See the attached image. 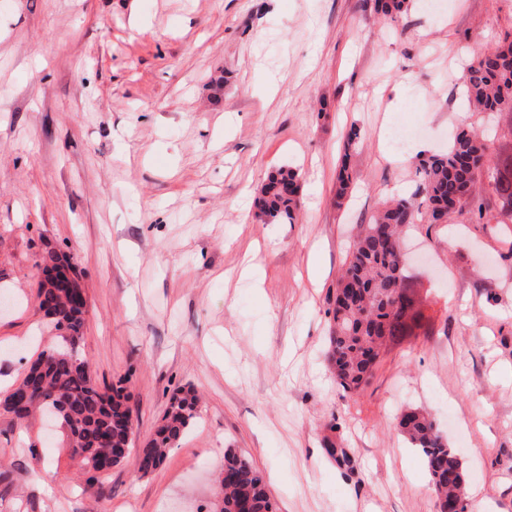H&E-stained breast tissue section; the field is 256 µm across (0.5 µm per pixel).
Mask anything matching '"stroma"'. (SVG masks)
I'll return each instance as SVG.
<instances>
[{"mask_svg":"<svg viewBox=\"0 0 512 512\" xmlns=\"http://www.w3.org/2000/svg\"><path fill=\"white\" fill-rule=\"evenodd\" d=\"M446 3L411 0L385 25L374 0H0V398L54 334L37 311L52 248L81 273L83 353L122 383L135 424L91 488L59 428L0 412V512H216L228 448L276 512H436L396 428L408 408L459 452L483 512H512V223L412 226L422 326L355 394L325 357L352 228L417 183L414 162L382 155V127L422 125L438 154L468 124L498 156L502 119L456 113L471 58L512 32V0ZM344 162L354 191L338 207ZM281 166L302 176L295 220L257 223ZM188 386L197 424L140 475L139 448Z\"/></svg>","mask_w":512,"mask_h":512,"instance_id":"35a3bbf8","label":"stroma"}]
</instances>
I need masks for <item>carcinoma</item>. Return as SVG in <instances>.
I'll return each mask as SVG.
<instances>
[{
  "label": "carcinoma",
  "instance_id": "cac0c4a2",
  "mask_svg": "<svg viewBox=\"0 0 512 512\" xmlns=\"http://www.w3.org/2000/svg\"><path fill=\"white\" fill-rule=\"evenodd\" d=\"M407 4L408 0H375V10L394 22ZM463 93L471 111L504 114L512 137V40L477 56L463 77ZM418 173L420 182L412 196L388 197L368 223L357 226L329 297L328 358L336 383L347 392L367 385L382 351L412 335L424 318L414 293L402 287L404 231L423 220L446 224L463 213L478 224L512 221V147L490 164L483 137L463 128L446 152L421 159ZM351 188L344 160L337 178V199L345 198ZM300 190L295 170L280 167L269 173L260 189L257 219L263 224L292 223ZM489 197L498 202L495 213L487 206ZM40 262L56 287L38 288V310L57 334L0 400V409L20 422L41 409L54 415L92 487L102 468L120 465L130 448L128 394L121 386L100 384L92 374L82 351L85 311L74 306L68 278L59 265L60 253L47 250ZM198 407L199 398L192 388L172 395L161 423L139 449L140 473L146 475L161 466L169 449L197 423ZM397 428L411 447L422 452L437 504L450 499L467 502L463 461L448 447L434 420L410 408L399 416ZM324 449L339 466L353 469L348 450L336 447V441L327 440ZM220 485V512H274L262 474L243 452L225 450Z\"/></svg>",
  "mask_w": 512,
  "mask_h": 512
}]
</instances>
